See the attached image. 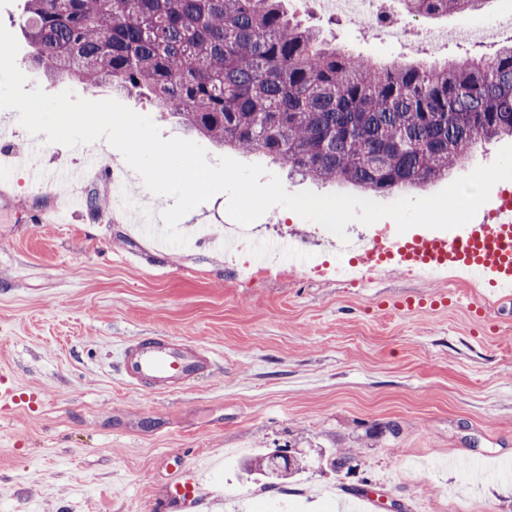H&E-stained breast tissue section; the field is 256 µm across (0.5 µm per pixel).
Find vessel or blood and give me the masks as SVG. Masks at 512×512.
Returning a JSON list of instances; mask_svg holds the SVG:
<instances>
[{
    "mask_svg": "<svg viewBox=\"0 0 512 512\" xmlns=\"http://www.w3.org/2000/svg\"><path fill=\"white\" fill-rule=\"evenodd\" d=\"M385 249L397 256L400 267L410 271L438 263L455 270L457 280H468L476 272L497 287L512 290V208L504 207L498 197L478 209L461 230L392 237ZM213 363L212 351L198 341L153 334L134 337L123 345L119 370L126 385L135 391L168 392L208 372ZM27 400V395L0 373V411L11 412ZM197 498L198 484L191 473L175 483L170 496L178 504Z\"/></svg>",
    "mask_w": 512,
    "mask_h": 512,
    "instance_id": "obj_1",
    "label": "vessel or blood"
}]
</instances>
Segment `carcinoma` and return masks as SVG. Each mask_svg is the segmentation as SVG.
Instances as JSON below:
<instances>
[{"mask_svg":"<svg viewBox=\"0 0 512 512\" xmlns=\"http://www.w3.org/2000/svg\"><path fill=\"white\" fill-rule=\"evenodd\" d=\"M285 0H25V68L146 95L187 130L262 152L316 180L400 192L448 176L482 139L512 137V40L490 56L437 66L359 59L288 16ZM409 18L491 0H400ZM268 477L271 451L240 465L276 489L308 466ZM335 474L351 448L316 449Z\"/></svg>","mask_w":512,"mask_h":512,"instance_id":"carcinoma-1","label":"carcinoma"}]
</instances>
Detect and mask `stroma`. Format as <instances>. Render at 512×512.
I'll return each mask as SVG.
<instances>
[{
  "label": "stroma",
  "instance_id": "stroma-1",
  "mask_svg": "<svg viewBox=\"0 0 512 512\" xmlns=\"http://www.w3.org/2000/svg\"><path fill=\"white\" fill-rule=\"evenodd\" d=\"M290 16L360 57L443 64L493 52L499 39L442 41L466 21L419 19L410 44L285 0ZM30 85L88 100L105 87L28 71ZM31 136L17 111L0 109V165ZM100 170L85 193L110 198L109 169L132 193L140 176L106 141L91 145ZM291 193L359 195L343 182L289 174L258 153ZM63 183L33 184L25 168L0 182V370L35 403L0 420V512H180L168 500L194 470L192 512H512V298L477 281L425 280L389 265L362 284L287 267L242 275L224 251L228 197L188 212L179 229L210 228L212 242L159 246L126 212L70 208ZM260 238L294 236L329 263L335 239L319 224L274 207L252 223ZM431 306L410 310L407 300ZM196 339L215 365L172 394L129 389L116 366L142 333ZM400 432L368 444L366 428ZM300 440L355 448V475L313 467L280 489L243 482L242 455ZM366 481L365 496L352 494Z\"/></svg>",
  "mask_w": 512,
  "mask_h": 512
}]
</instances>
